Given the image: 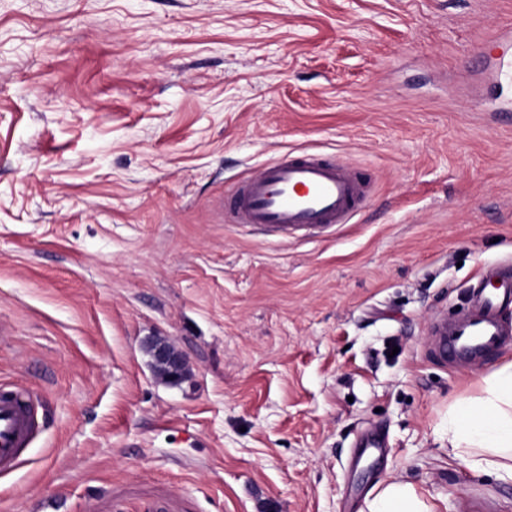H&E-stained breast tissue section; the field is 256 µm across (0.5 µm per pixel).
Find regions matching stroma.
<instances>
[{
  "label": "stroma",
  "instance_id": "35a3bbf8",
  "mask_svg": "<svg viewBox=\"0 0 512 512\" xmlns=\"http://www.w3.org/2000/svg\"><path fill=\"white\" fill-rule=\"evenodd\" d=\"M509 24L512 0H0V385L41 421L0 512H365L390 480L512 512L448 440L512 346L465 368L429 339L512 256V86L479 54ZM304 150L373 176L352 223H225L237 179ZM147 348L154 358L164 361L167 365L169 374L163 365H156L166 381L172 383L171 377L174 382H177L186 374L189 362L183 352L161 341H151Z\"/></svg>",
  "mask_w": 512,
  "mask_h": 512
}]
</instances>
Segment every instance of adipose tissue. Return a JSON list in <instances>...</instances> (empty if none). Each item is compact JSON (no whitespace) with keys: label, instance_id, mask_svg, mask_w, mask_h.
Returning <instances> with one entry per match:
<instances>
[{"label":"adipose tissue","instance_id":"ef3b65f1","mask_svg":"<svg viewBox=\"0 0 512 512\" xmlns=\"http://www.w3.org/2000/svg\"><path fill=\"white\" fill-rule=\"evenodd\" d=\"M455 447L472 449L469 461L477 471H496L512 481V363L489 379L487 395L455 413L448 426ZM369 512H434L408 483L379 485Z\"/></svg>","mask_w":512,"mask_h":512}]
</instances>
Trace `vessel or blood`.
Wrapping results in <instances>:
<instances>
[{"label": "vessel or blood", "mask_w": 512, "mask_h": 512, "mask_svg": "<svg viewBox=\"0 0 512 512\" xmlns=\"http://www.w3.org/2000/svg\"><path fill=\"white\" fill-rule=\"evenodd\" d=\"M483 50L496 62L497 78L512 85V31L487 41ZM369 192V179L348 164L315 153L288 154L236 184L224 197V213L233 224L283 232L347 224L366 204ZM477 283L469 315L434 328L442 360L488 361L512 335V325L502 319L503 311L512 308V263L482 267ZM39 427L28 397L0 388V473L16 469Z\"/></svg>", "instance_id": "b4317fda"}]
</instances>
